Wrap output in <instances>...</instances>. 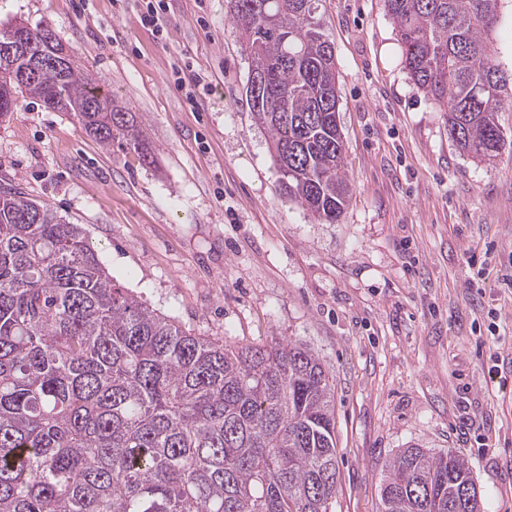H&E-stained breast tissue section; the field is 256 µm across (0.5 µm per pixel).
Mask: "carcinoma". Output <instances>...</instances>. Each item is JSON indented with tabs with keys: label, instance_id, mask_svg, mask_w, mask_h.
I'll use <instances>...</instances> for the list:
<instances>
[{
	"label": "carcinoma",
	"instance_id": "carcinoma-1",
	"mask_svg": "<svg viewBox=\"0 0 512 512\" xmlns=\"http://www.w3.org/2000/svg\"><path fill=\"white\" fill-rule=\"evenodd\" d=\"M276 23L234 0L269 96L284 190L339 220L350 188L333 46L305 2ZM413 85L448 139L479 162L505 145L512 99V0H384ZM71 112L110 146L143 149L129 112L92 75L47 67L16 91ZM95 104L90 109L89 104ZM333 376L300 341L218 342L145 306L107 271L83 229L0 188V512H329L336 497ZM379 512H482L468 461L411 447L385 467Z\"/></svg>",
	"mask_w": 512,
	"mask_h": 512
}]
</instances>
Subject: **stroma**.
Instances as JSON below:
<instances>
[{"label":"stroma","mask_w":512,"mask_h":512,"mask_svg":"<svg viewBox=\"0 0 512 512\" xmlns=\"http://www.w3.org/2000/svg\"><path fill=\"white\" fill-rule=\"evenodd\" d=\"M317 17L350 184L337 223L282 188L230 0H170L164 37L136 0H0V29L48 25L145 146H103L26 98L0 119V184L82 225L190 333L316 353L336 404L330 512H379L383 468L414 445L464 455L484 512H512V112L501 155L475 162L413 86L383 0H319ZM184 57L211 77L199 112L170 86Z\"/></svg>","instance_id":"stroma-1"}]
</instances>
